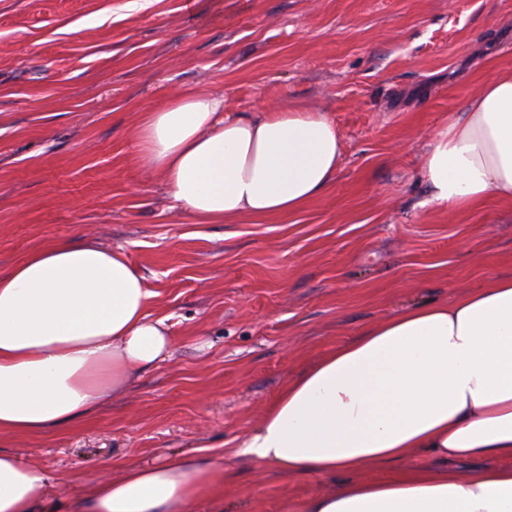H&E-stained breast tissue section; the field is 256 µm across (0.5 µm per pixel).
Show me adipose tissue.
I'll list each match as a JSON object with an SVG mask.
<instances>
[{"label":"adipose tissue","instance_id":"adipose-tissue-1","mask_svg":"<svg viewBox=\"0 0 512 512\" xmlns=\"http://www.w3.org/2000/svg\"><path fill=\"white\" fill-rule=\"evenodd\" d=\"M137 160L199 224L269 221L336 181L342 140L328 113L296 104L225 112L187 90L142 112ZM421 179L459 212L512 203V65L475 84L434 132ZM122 249L58 242L0 275V435L63 432L163 361L165 322ZM240 456L284 477L345 480L286 512H512V276L370 323L273 398ZM424 455L433 466H413ZM469 461L467 475L451 470ZM381 477H362L368 467ZM49 475L0 451V512H50ZM233 475L202 457L132 465L71 512H224Z\"/></svg>","mask_w":512,"mask_h":512}]
</instances>
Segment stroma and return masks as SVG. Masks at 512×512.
<instances>
[{"instance_id": "obj_1", "label": "stroma", "mask_w": 512, "mask_h": 512, "mask_svg": "<svg viewBox=\"0 0 512 512\" xmlns=\"http://www.w3.org/2000/svg\"><path fill=\"white\" fill-rule=\"evenodd\" d=\"M512 64V0H0V274L59 241L122 248L170 335L165 360L64 433L0 437L67 512L129 464L205 456L224 512L330 489L235 457L278 391L374 320L512 274V206L451 214L429 136ZM183 89L241 112H327L328 193L267 222L198 224L135 161L141 112Z\"/></svg>"}]
</instances>
